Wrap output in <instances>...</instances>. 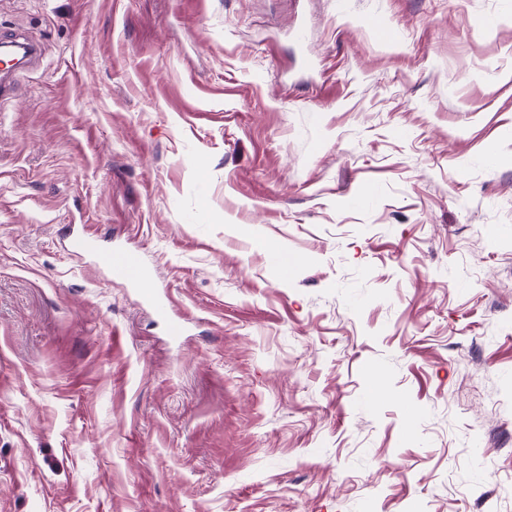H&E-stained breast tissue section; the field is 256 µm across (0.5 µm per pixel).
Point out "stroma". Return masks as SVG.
<instances>
[{
  "instance_id": "obj_1",
  "label": "stroma",
  "mask_w": 512,
  "mask_h": 512,
  "mask_svg": "<svg viewBox=\"0 0 512 512\" xmlns=\"http://www.w3.org/2000/svg\"><path fill=\"white\" fill-rule=\"evenodd\" d=\"M15 34L0 512H512V0H0ZM66 251L73 256L95 255L112 277L131 286L142 288L144 298L155 313L166 321L168 336L178 339L185 333L184 322L172 315L168 297L145 288L151 280L141 254L129 248L100 249L98 241L90 234L69 231L64 238Z\"/></svg>"
}]
</instances>
